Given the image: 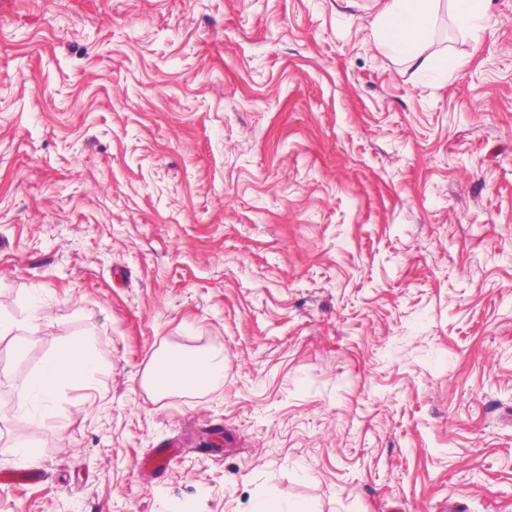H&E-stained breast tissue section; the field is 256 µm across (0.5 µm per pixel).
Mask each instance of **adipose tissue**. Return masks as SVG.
<instances>
[{
	"instance_id": "ef3b65f1",
	"label": "adipose tissue",
	"mask_w": 512,
	"mask_h": 512,
	"mask_svg": "<svg viewBox=\"0 0 512 512\" xmlns=\"http://www.w3.org/2000/svg\"><path fill=\"white\" fill-rule=\"evenodd\" d=\"M373 20L378 50L401 58L418 69L431 66L430 33L440 0H378ZM100 365L88 342L71 339L53 354L41 371L19 380L16 407L25 408L34 399H48L63 383L95 373ZM224 381V354L207 350L188 352L176 346L158 351L144 371L143 387L158 400L210 390Z\"/></svg>"
}]
</instances>
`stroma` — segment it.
I'll return each mask as SVG.
<instances>
[{"instance_id":"1","label":"stroma","mask_w":512,"mask_h":512,"mask_svg":"<svg viewBox=\"0 0 512 512\" xmlns=\"http://www.w3.org/2000/svg\"><path fill=\"white\" fill-rule=\"evenodd\" d=\"M454 9L443 80L375 0H0V512H512V0ZM164 343L223 385L153 399ZM487 0H455L456 25L468 32L477 33L487 12ZM99 365V357L88 342L82 338H73L46 361L38 374L19 380L18 395L13 407L25 408L36 398L46 400L58 385L93 374Z\"/></svg>"}]
</instances>
